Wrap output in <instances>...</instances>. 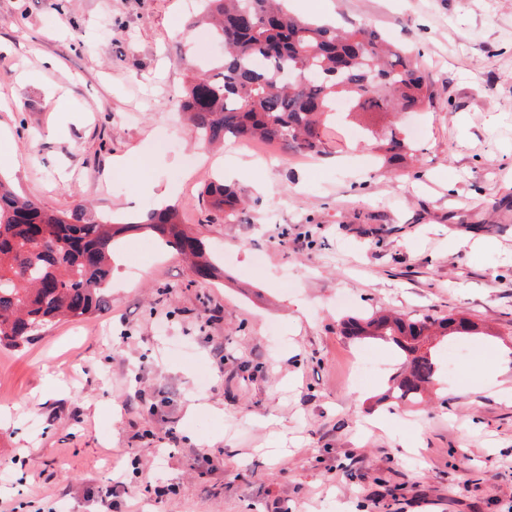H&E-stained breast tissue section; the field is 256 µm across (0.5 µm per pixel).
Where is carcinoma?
Instances as JSON below:
<instances>
[{
  "mask_svg": "<svg viewBox=\"0 0 512 512\" xmlns=\"http://www.w3.org/2000/svg\"><path fill=\"white\" fill-rule=\"evenodd\" d=\"M284 0H201L200 22H212L224 43L215 71L193 74L181 106L204 146L235 139L276 142L304 156L323 152L328 118L336 100L348 104L345 119L361 123L432 101L416 60L365 25L349 29L294 16ZM372 149L385 162L418 160L412 142L390 128L372 133ZM209 209L230 218L241 200L221 181L203 191ZM40 224L45 236L31 238ZM149 232L194 260L209 277L215 258L188 233L172 209L127 223L93 216L84 203L57 213L14 192L0 180V345L27 343L61 318L79 319L99 309L112 273L113 246L127 234ZM349 336H382L405 356L392 395L420 394L438 371L431 337L470 336L464 317L407 321L372 314L344 322Z\"/></svg>",
  "mask_w": 512,
  "mask_h": 512,
  "instance_id": "obj_1",
  "label": "carcinoma"
}]
</instances>
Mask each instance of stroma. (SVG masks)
Segmentation results:
<instances>
[{"instance_id":"obj_1","label":"stroma","mask_w":512,"mask_h":512,"mask_svg":"<svg viewBox=\"0 0 512 512\" xmlns=\"http://www.w3.org/2000/svg\"><path fill=\"white\" fill-rule=\"evenodd\" d=\"M288 7L416 56L433 100L389 121L418 162L383 165L336 119L315 157L202 148L179 99L224 45L194 0H0V176L142 217L155 193L112 164L145 153L224 271L128 236L98 311L0 346V512H512V360L482 381L512 351V0ZM219 177L246 202L229 219L202 197ZM376 312L480 333L439 342L433 386L399 403L397 348L342 329Z\"/></svg>"}]
</instances>
